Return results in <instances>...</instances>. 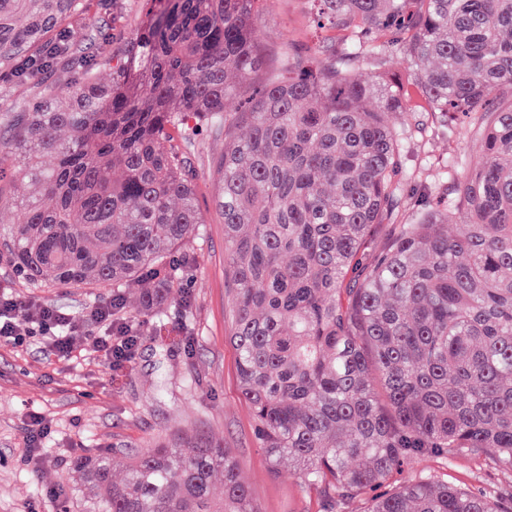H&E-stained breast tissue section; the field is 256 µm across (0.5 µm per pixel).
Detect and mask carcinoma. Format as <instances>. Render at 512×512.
<instances>
[{
    "mask_svg": "<svg viewBox=\"0 0 512 512\" xmlns=\"http://www.w3.org/2000/svg\"><path fill=\"white\" fill-rule=\"evenodd\" d=\"M271 2L164 0L110 82L90 68L12 113L0 164L16 155L38 188L4 238L15 272L33 286H140L143 312L160 316L186 263L172 253L203 223L192 119L224 137L216 205L231 342L273 465L288 460L333 512L420 457L512 470V0H316L314 25L341 37L321 62L288 51L268 68L258 30ZM79 5L0 0V74L33 82L24 62L79 41L66 25ZM389 49L408 81L382 71ZM361 55L379 68L366 81L351 65ZM411 86L448 136L469 119L482 161L454 169L449 206L407 215L405 134L385 114L411 110ZM380 224L392 239L364 264ZM77 465L98 512H257L234 458L202 435ZM367 512L506 510L420 475Z\"/></svg>",
    "mask_w": 512,
    "mask_h": 512,
    "instance_id": "1",
    "label": "carcinoma"
}]
</instances>
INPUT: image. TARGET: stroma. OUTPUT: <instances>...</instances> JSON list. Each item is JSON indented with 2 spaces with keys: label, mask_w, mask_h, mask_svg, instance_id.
I'll return each mask as SVG.
<instances>
[{
  "label": "stroma",
  "mask_w": 512,
  "mask_h": 512,
  "mask_svg": "<svg viewBox=\"0 0 512 512\" xmlns=\"http://www.w3.org/2000/svg\"><path fill=\"white\" fill-rule=\"evenodd\" d=\"M75 16L83 38L73 53L62 57L35 83L17 86L0 80V110L34 104L45 86L74 81L82 63L96 65L108 78L124 55L129 39L147 20L151 0H85ZM313 0H273L259 25L260 44L268 62L288 49L323 59L332 29L313 31ZM224 140L206 129L196 130L187 156L195 173V191L203 222L181 247L190 256L175 281L186 302L167 303L160 317L140 310L137 290L125 289V316L140 325L134 360L120 369L83 359L60 361L44 353L40 338L15 346L0 344V512H93V499L77 458L104 454L117 459L159 443L196 435L209 437L234 457L250 488L257 512H325L320 490L306 488L287 464L272 465L261 448L248 405L240 393L237 356L230 343L232 322L229 288L224 280V223L215 203V163ZM482 157L479 141H448L429 130L408 154V169L417 173L406 192L426 206L450 198V182L438 181L444 163L476 166ZM12 278L23 298L39 297L73 312L104 300L112 288H37L16 278L0 244V278ZM49 419L51 434L41 459L24 448L25 424L31 413ZM430 474L448 486L496 491L512 489V472L475 455L413 462L393 472L390 485ZM59 498H51V490Z\"/></svg>",
  "instance_id": "1"
}]
</instances>
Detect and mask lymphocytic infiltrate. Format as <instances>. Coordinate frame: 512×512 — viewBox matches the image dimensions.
Listing matches in <instances>:
<instances>
[{"label": "lymphocytic infiltrate", "instance_id": "obj_1", "mask_svg": "<svg viewBox=\"0 0 512 512\" xmlns=\"http://www.w3.org/2000/svg\"><path fill=\"white\" fill-rule=\"evenodd\" d=\"M117 298H108L73 314L38 298L20 300L0 287V342L24 344L42 337L60 358L94 356L105 364L131 362L140 338L138 327L122 314Z\"/></svg>", "mask_w": 512, "mask_h": 512}]
</instances>
